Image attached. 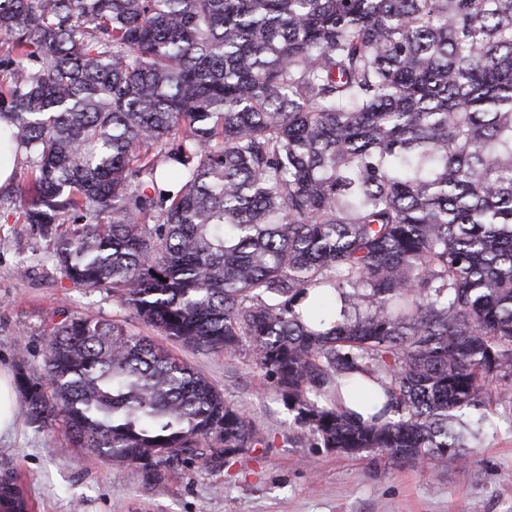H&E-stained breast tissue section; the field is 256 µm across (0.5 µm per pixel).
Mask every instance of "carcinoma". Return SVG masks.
<instances>
[{"mask_svg": "<svg viewBox=\"0 0 512 512\" xmlns=\"http://www.w3.org/2000/svg\"><path fill=\"white\" fill-rule=\"evenodd\" d=\"M0 33V204L74 225L68 282L248 346L293 447L466 459L512 394V0H0ZM59 316L18 389L73 447L150 484L271 446L184 360ZM16 144L10 139V134L5 123L0 122V187L4 188L11 184L14 169L16 167V175L14 183L11 187L24 186L26 182V166L25 153L20 150L16 155Z\"/></svg>", "mask_w": 512, "mask_h": 512, "instance_id": "obj_1", "label": "carcinoma"}]
</instances>
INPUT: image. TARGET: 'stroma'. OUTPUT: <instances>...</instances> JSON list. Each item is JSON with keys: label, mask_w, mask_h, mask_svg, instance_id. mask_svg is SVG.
<instances>
[{"label": "stroma", "mask_w": 512, "mask_h": 512, "mask_svg": "<svg viewBox=\"0 0 512 512\" xmlns=\"http://www.w3.org/2000/svg\"><path fill=\"white\" fill-rule=\"evenodd\" d=\"M58 236V229L25 223L17 206L0 207V365L16 375L42 370L58 309L115 320L204 374L263 420L274 442L224 464L181 462L150 485L137 467L83 453L60 426L34 423L22 409L14 431L0 437V481L18 477L33 512H512V403L495 408L494 427L464 464L396 467L375 451L347 457L291 447L293 416L247 354L188 350L106 291L73 286L51 259Z\"/></svg>", "instance_id": "35a3bbf8"}]
</instances>
